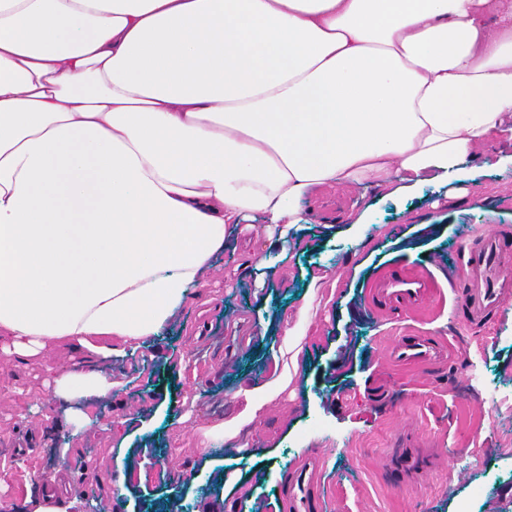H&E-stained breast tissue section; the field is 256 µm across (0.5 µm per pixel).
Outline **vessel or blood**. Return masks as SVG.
<instances>
[{"mask_svg": "<svg viewBox=\"0 0 512 512\" xmlns=\"http://www.w3.org/2000/svg\"><path fill=\"white\" fill-rule=\"evenodd\" d=\"M461 265L451 278L461 290L463 313L469 323L486 322L512 300V229L498 224H478L462 247ZM428 274L418 264L374 278L367 286L369 308L386 318L397 312L419 314L425 309ZM387 360L403 369L444 368L451 360L446 337L412 327L403 328L387 351ZM324 463L312 452L302 454V462L290 472L285 495L291 512H322L321 501L311 489L322 481Z\"/></svg>", "mask_w": 512, "mask_h": 512, "instance_id": "b4317fda", "label": "vessel or blood"}]
</instances>
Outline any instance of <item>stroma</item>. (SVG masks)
I'll list each match as a JSON object with an SVG mask.
<instances>
[{
  "label": "stroma",
  "mask_w": 512,
  "mask_h": 512,
  "mask_svg": "<svg viewBox=\"0 0 512 512\" xmlns=\"http://www.w3.org/2000/svg\"><path fill=\"white\" fill-rule=\"evenodd\" d=\"M501 148V140H491L486 168L465 180L473 198L466 206L447 198L432 209L427 188L407 197L361 188L380 230L357 269L343 264L353 241L340 221L351 208L343 198L315 201L331 225H306L291 258L270 270L244 269L241 245L255 231L241 226L239 248L225 249L217 260L218 287L190 301L165 329V359L147 364L137 351L107 364L118 386L88 404L92 436L50 430L31 411L48 398L40 363L0 357V501L22 505L62 470L72 491L99 512H166L175 500L194 503L205 488L233 504V512H288L282 502L287 467L305 448L325 462L318 490L325 512H512V303L491 325L467 326L448 279L470 225L512 226V167L495 165ZM414 260L427 263L434 300L414 325L447 336L455 352L447 370L392 367L384 348L397 325L381 322L366 301L373 278ZM325 273L340 283L308 342V379L296 399L268 404L246 448L201 452L174 420L182 401L193 402L199 426L238 413L245 405L235 394L240 382L265 374L273 336L262 320L285 319L309 278ZM184 356L194 363L185 373L179 370ZM128 415L141 419L145 432L122 449L105 426ZM405 433L432 444L427 469L415 478L403 477L384 454ZM27 434L31 446L18 447ZM169 450L180 455L183 471L164 468ZM123 468L143 469L146 479L118 506Z\"/></svg>",
  "instance_id": "1"
}]
</instances>
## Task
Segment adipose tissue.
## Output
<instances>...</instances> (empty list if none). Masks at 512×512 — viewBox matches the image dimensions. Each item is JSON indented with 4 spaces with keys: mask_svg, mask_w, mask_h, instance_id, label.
I'll list each match as a JSON object with an SVG mask.
<instances>
[{
    "mask_svg": "<svg viewBox=\"0 0 512 512\" xmlns=\"http://www.w3.org/2000/svg\"><path fill=\"white\" fill-rule=\"evenodd\" d=\"M512 134V0H0V353L39 359L53 427L86 433L102 361L155 345L256 221L249 264L287 258L311 199L363 183L453 188ZM313 277L199 448L295 394ZM78 353L73 368L56 344ZM30 512H84L66 475Z\"/></svg>",
    "mask_w": 512,
    "mask_h": 512,
    "instance_id": "ef3b65f1",
    "label": "adipose tissue"
}]
</instances>
